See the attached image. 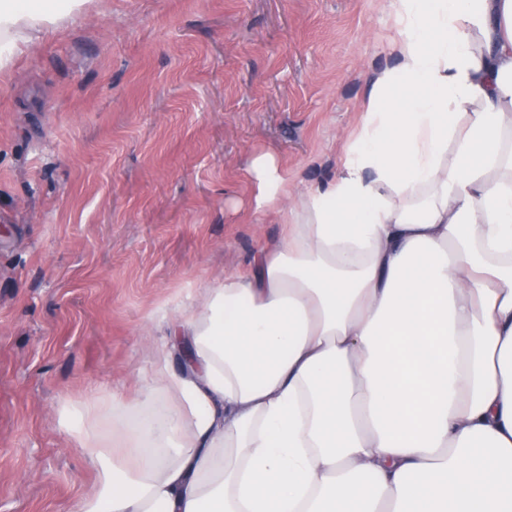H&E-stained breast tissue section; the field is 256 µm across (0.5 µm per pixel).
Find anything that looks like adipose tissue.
<instances>
[{"instance_id": "1", "label": "adipose tissue", "mask_w": 512, "mask_h": 512, "mask_svg": "<svg viewBox=\"0 0 512 512\" xmlns=\"http://www.w3.org/2000/svg\"><path fill=\"white\" fill-rule=\"evenodd\" d=\"M90 2L0 0V72ZM380 2L397 65L337 176L257 156L281 237L171 319L142 401L61 408L75 512H512V0Z\"/></svg>"}]
</instances>
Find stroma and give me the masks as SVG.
<instances>
[{
	"label": "stroma",
	"instance_id": "35a3bbf8",
	"mask_svg": "<svg viewBox=\"0 0 512 512\" xmlns=\"http://www.w3.org/2000/svg\"><path fill=\"white\" fill-rule=\"evenodd\" d=\"M379 0H95L0 74V512H73L59 409L142 400L165 314L283 226L249 167L331 179L395 66Z\"/></svg>",
	"mask_w": 512,
	"mask_h": 512
}]
</instances>
